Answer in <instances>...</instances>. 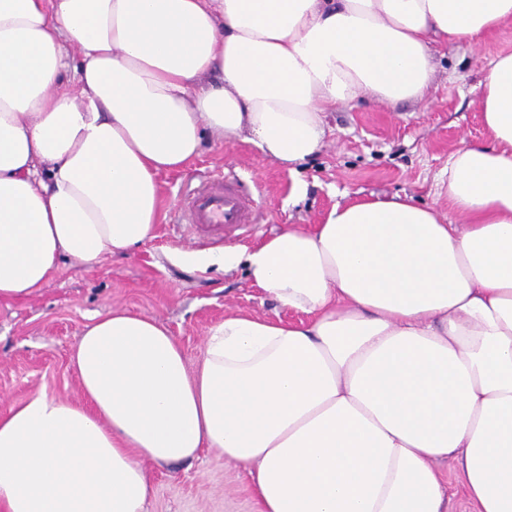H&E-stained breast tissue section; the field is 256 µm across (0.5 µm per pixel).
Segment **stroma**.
I'll return each mask as SVG.
<instances>
[{
  "mask_svg": "<svg viewBox=\"0 0 512 512\" xmlns=\"http://www.w3.org/2000/svg\"><path fill=\"white\" fill-rule=\"evenodd\" d=\"M505 53H512V22L472 43L438 46L435 80L423 98L391 105L365 95L337 107L326 115L319 152L295 169L281 167L252 142L236 140L206 142L185 169L159 174V218L146 243L106 256L92 270L65 260L34 295L0 301V410L41 393L80 400L72 351L91 319L115 307L167 325L192 366L224 317L300 320V313L275 310L250 286L244 268L206 267L196 255L250 248L294 227L314 228L333 207L362 199L407 194L461 223L441 178L462 143L489 144L480 84L490 60ZM228 167L255 178L258 222L226 240L177 224L173 214L186 194ZM147 469L152 495L146 512H260L248 466L219 451Z\"/></svg>",
  "mask_w": 512,
  "mask_h": 512,
  "instance_id": "obj_1",
  "label": "stroma"
}]
</instances>
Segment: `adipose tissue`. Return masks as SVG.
<instances>
[{
	"label": "adipose tissue",
	"mask_w": 512,
	"mask_h": 512,
	"mask_svg": "<svg viewBox=\"0 0 512 512\" xmlns=\"http://www.w3.org/2000/svg\"><path fill=\"white\" fill-rule=\"evenodd\" d=\"M509 21L512 0H0V300L149 240L158 175L206 139L300 163L337 105L421 98L434 37ZM480 88L492 143L448 159L466 226L358 200L201 257L305 318L225 317L192 370L155 318H95L82 403L0 412V512H146L147 463L206 448L262 512H448L451 457L476 512H512V53Z\"/></svg>",
	"instance_id": "adipose-tissue-1"
}]
</instances>
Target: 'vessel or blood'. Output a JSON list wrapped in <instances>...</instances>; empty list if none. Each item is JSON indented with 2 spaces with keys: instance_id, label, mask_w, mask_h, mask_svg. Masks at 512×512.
<instances>
[{
  "instance_id": "vessel-or-blood-1",
  "label": "vessel or blood",
  "mask_w": 512,
  "mask_h": 512,
  "mask_svg": "<svg viewBox=\"0 0 512 512\" xmlns=\"http://www.w3.org/2000/svg\"><path fill=\"white\" fill-rule=\"evenodd\" d=\"M253 178L227 171L205 178L181 207V217L201 230L231 236L253 223L258 202Z\"/></svg>"
}]
</instances>
